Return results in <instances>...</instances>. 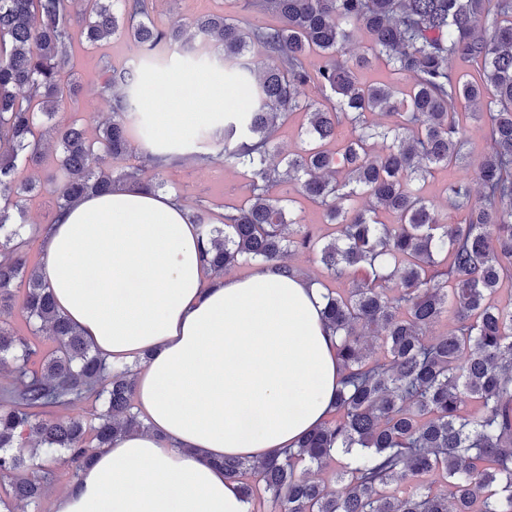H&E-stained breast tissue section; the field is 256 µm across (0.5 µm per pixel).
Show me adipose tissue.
<instances>
[{
	"instance_id": "ef3b65f1",
	"label": "adipose tissue",
	"mask_w": 512,
	"mask_h": 512,
	"mask_svg": "<svg viewBox=\"0 0 512 512\" xmlns=\"http://www.w3.org/2000/svg\"><path fill=\"white\" fill-rule=\"evenodd\" d=\"M225 93L220 68L190 69L139 101L175 143ZM198 240L174 195L126 186L75 203L43 236L59 309L107 360L146 356L134 403L151 425L100 450L55 512H247L216 459H264L327 418L339 367L320 290L264 264L208 277Z\"/></svg>"
}]
</instances>
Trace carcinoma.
Instances as JSON below:
<instances>
[{
	"label": "carcinoma",
	"instance_id": "obj_1",
	"mask_svg": "<svg viewBox=\"0 0 512 512\" xmlns=\"http://www.w3.org/2000/svg\"><path fill=\"white\" fill-rule=\"evenodd\" d=\"M272 24L224 15L194 19L197 57L224 68V84L245 88L248 105L224 109V124L202 121L195 138L168 152L151 150L155 125L136 115L141 73L170 70L166 53L184 26L150 18V0H0V313L23 293L31 335L0 322V366L16 384L0 390V478L13 477L0 512L37 503L50 464L89 467L112 440L149 426L134 411L130 366H114L57 308L40 268L28 263L23 214L34 184L20 164L38 165L34 129L51 123L59 175L55 214L114 185L160 191L156 175L183 159L223 157L244 170L246 193L224 204L221 219L199 204L188 222L202 234L203 266L215 277L241 264H273L290 276L292 252L313 254L348 288H324V317L343 370L330 417L294 449L269 459L219 461L240 483L248 512H512V306L491 301L512 282V0H255ZM363 30V54L340 52ZM133 40L139 60L102 64L99 96L110 114L98 129L105 156L126 154L131 140L149 147L140 167L92 168L86 128L60 115L76 85L69 48L116 34ZM452 60L478 66L469 80ZM380 62L401 82L368 83ZM311 89L316 96L310 97ZM484 119L492 144L473 164L481 186L446 187L448 209L421 193L432 170L464 159L468 128L459 109ZM293 115L303 118L300 151L282 156L276 140ZM350 127L340 138L339 128ZM295 184L321 208L322 234L306 224L296 200L273 194ZM363 207L353 206L356 199ZM454 326L429 339V326ZM47 330L52 349L34 341ZM381 340L372 356L366 330ZM477 406L465 413L463 398ZM101 400L85 419L46 420L49 409ZM302 463L333 471L340 490L298 473Z\"/></svg>",
	"mask_w": 512,
	"mask_h": 512
}]
</instances>
